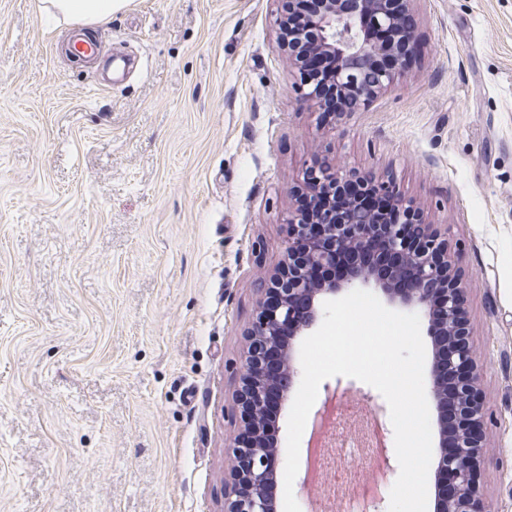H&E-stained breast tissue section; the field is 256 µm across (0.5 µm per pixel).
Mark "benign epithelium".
I'll return each mask as SVG.
<instances>
[{
  "label": "benign epithelium",
  "mask_w": 512,
  "mask_h": 512,
  "mask_svg": "<svg viewBox=\"0 0 512 512\" xmlns=\"http://www.w3.org/2000/svg\"><path fill=\"white\" fill-rule=\"evenodd\" d=\"M321 10L307 21L315 28L316 51L337 61L336 97L346 104L337 115L367 104L390 88L405 65L401 48L409 47L413 29L407 27L413 0H319ZM387 30L392 41L376 43L373 30ZM299 102L320 107L316 83L300 73ZM317 172L316 189L330 201L319 223L306 224L299 214L288 220L285 259L269 276L257 303L249 336L251 347L241 377L236 407L244 422L232 446L231 495L226 512H275L267 488L280 473L279 454L266 445L257 413L272 399L288 400L297 371L291 353H283L273 365L262 350L282 344L281 328L293 327L291 336L312 330L322 314L324 302L342 290L372 288L388 302L418 314L427 323L430 336L442 338L443 347L433 356L435 365L456 376L453 401L458 415L456 446L439 453L437 473L451 475L453 491L437 501V512H494L479 489V468L485 449L487 407L482 389V368L476 357L474 337L466 320L468 281L460 270L461 255L423 213L405 199L391 180L372 170L332 167L315 160L308 168ZM356 181L359 188L377 186L393 198L400 211L416 214L417 224L403 223L396 215L389 224L378 213L360 206L359 196H342L343 187ZM384 248L404 267L403 286L379 274L359 260L340 280L309 283L307 268L336 263L341 252L353 254Z\"/></svg>",
  "instance_id": "obj_1"
}]
</instances>
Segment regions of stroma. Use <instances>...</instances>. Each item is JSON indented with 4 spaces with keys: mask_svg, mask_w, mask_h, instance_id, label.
<instances>
[{
    "mask_svg": "<svg viewBox=\"0 0 512 512\" xmlns=\"http://www.w3.org/2000/svg\"><path fill=\"white\" fill-rule=\"evenodd\" d=\"M42 0H0V512H224L234 407L288 188L393 179L463 249L512 512V0H414L411 58L345 117L298 103L277 0H131L97 89Z\"/></svg>",
    "mask_w": 512,
    "mask_h": 512,
    "instance_id": "35a3bbf8",
    "label": "stroma"
}]
</instances>
